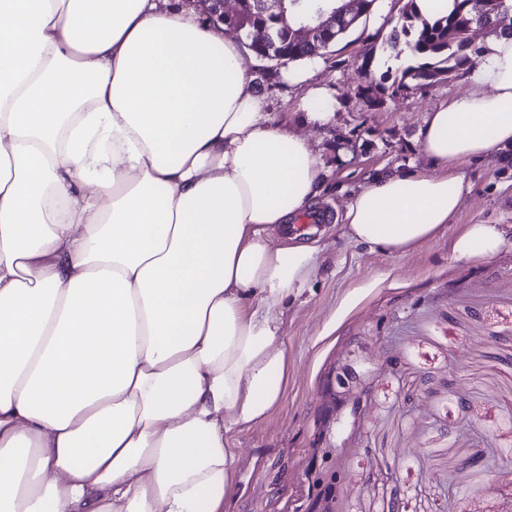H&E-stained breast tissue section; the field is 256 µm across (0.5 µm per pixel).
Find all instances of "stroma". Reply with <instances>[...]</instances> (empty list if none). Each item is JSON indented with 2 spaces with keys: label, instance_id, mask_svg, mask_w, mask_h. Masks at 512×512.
Wrapping results in <instances>:
<instances>
[{
  "label": "stroma",
  "instance_id": "obj_1",
  "mask_svg": "<svg viewBox=\"0 0 512 512\" xmlns=\"http://www.w3.org/2000/svg\"><path fill=\"white\" fill-rule=\"evenodd\" d=\"M405 0H378L337 40L309 83L286 85L265 62L255 90L276 120L308 85L332 90L324 126H304L330 176L308 232L321 272L283 318L288 379L279 405L237 434L224 512H512V242L464 261L453 240L471 224L512 227V166L464 162L467 188L452 224L405 253L351 241L344 214L377 168L422 163L430 112L466 88L462 77L367 107L366 79L410 62L387 46Z\"/></svg>",
  "mask_w": 512,
  "mask_h": 512
}]
</instances>
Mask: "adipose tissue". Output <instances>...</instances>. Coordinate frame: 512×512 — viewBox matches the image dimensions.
I'll return each mask as SVG.
<instances>
[{
  "label": "adipose tissue",
  "mask_w": 512,
  "mask_h": 512,
  "mask_svg": "<svg viewBox=\"0 0 512 512\" xmlns=\"http://www.w3.org/2000/svg\"><path fill=\"white\" fill-rule=\"evenodd\" d=\"M377 172L346 233L403 252L452 223L459 163L512 145V37ZM326 176L241 41L170 0H0V512H224L232 436L281 400L283 315L321 248L272 233ZM473 224L457 258L490 257Z\"/></svg>",
  "instance_id": "ef3b65f1"
}]
</instances>
